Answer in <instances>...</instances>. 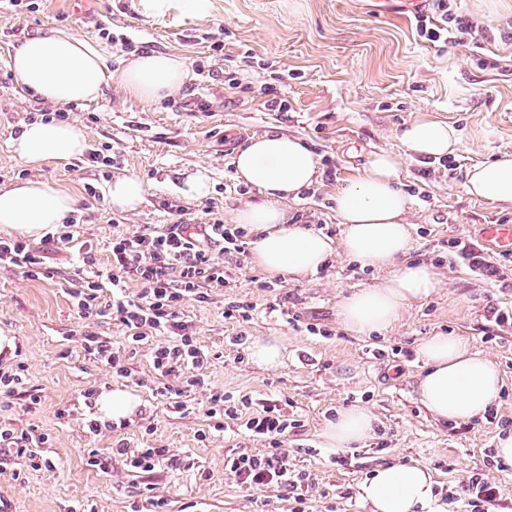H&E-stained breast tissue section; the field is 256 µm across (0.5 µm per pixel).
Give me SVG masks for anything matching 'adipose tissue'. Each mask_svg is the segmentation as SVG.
<instances>
[{
	"label": "adipose tissue",
	"mask_w": 512,
	"mask_h": 512,
	"mask_svg": "<svg viewBox=\"0 0 512 512\" xmlns=\"http://www.w3.org/2000/svg\"><path fill=\"white\" fill-rule=\"evenodd\" d=\"M16 79L36 97L52 105L94 101L105 82L145 104L181 87L189 76L186 61L176 54L150 53L108 70L101 53L71 32L50 31L27 39L11 57ZM88 131L72 122L37 121L25 125L12 141L14 155L28 163L66 161L82 155ZM400 142L407 154L440 158L459 145L456 130L443 122L418 120L404 128ZM235 176L256 188L260 201L239 208L236 223L251 227L252 262L265 272L305 277L316 273L333 253L326 237L292 223L289 199L314 185L318 164L299 138L267 132L251 139L235 159ZM466 188L470 195L512 204V156L473 166ZM343 226L341 247L361 266L383 271L381 283L344 297L338 310L343 327L367 335L394 326L414 302L429 297L439 284L437 273L403 257L411 244L406 222L411 200L402 190L399 161L394 154L373 155L363 174L353 176L335 196ZM75 201L68 193L41 180L0 186V227L39 238L63 223ZM420 353L428 370L418 383V397L438 420L465 422L485 414L497 403L503 380L497 365L474 350L461 336L437 334L425 339ZM140 399L120 389L104 390L95 398L99 421L132 418ZM374 416L362 406L338 413L322 437L326 447L348 448L365 441ZM430 471L418 464H391L375 470L360 486L369 512H425L436 501Z\"/></svg>",
	"instance_id": "adipose-tissue-1"
}]
</instances>
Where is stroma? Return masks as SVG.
<instances>
[{"label":"stroma","mask_w":512,"mask_h":512,"mask_svg":"<svg viewBox=\"0 0 512 512\" xmlns=\"http://www.w3.org/2000/svg\"><path fill=\"white\" fill-rule=\"evenodd\" d=\"M38 11L0 0V185L40 179L69 193L83 229L78 238L51 247L48 273L28 278L0 267V335L15 339L13 355L0 354V369L23 366V387L40 402L0 398V424L27 433L36 457L51 469L34 470L28 458L0 454V501L6 512H148L149 494L167 501L168 512H293L295 502L272 487L249 491L224 469L232 454L265 453L266 441L246 433L240 421L219 431L206 415L210 393L246 397L252 410L270 402L300 420L285 448L295 468L311 473L305 512H367L358 485L391 463L428 468L445 512H464L451 497L481 467L502 421H512V327L487 318L489 303L512 310V256L495 255L499 278L487 281L455 259L449 243H482L486 224H512V205L471 197L468 169L503 154L512 155V12L491 9V0H448L454 16L483 29L479 46L419 38L415 17L431 13V0H209L205 12L151 17L139 0H37ZM110 38H103L102 30ZM51 30L81 35L107 59L108 68L129 60L119 39L140 53L185 58L189 79L160 102L147 105L114 84L88 103L65 105L69 121L89 132V149L107 152L111 166L89 161L31 164L18 159L11 141L46 102L19 83L10 58L25 39ZM432 119L453 126L458 151L445 160L412 158L398 134L407 124ZM275 131L303 140L317 161H329L310 194L289 201L292 217L321 225L336 248L326 268L305 279L268 273L250 254L225 257L234 285L212 288L208 298L187 300L184 313L199 346L217 358L204 374L208 386L190 394L189 414L173 413L160 395L162 380L150 364L158 337L127 343L125 329L104 316L91 326L98 336L122 344L130 375L112 371L84 347V326L72 293L81 270L110 272L113 237L142 225L170 223L169 204L188 207L189 223L216 213L233 223L237 209L258 199L255 188L235 178L234 160L254 136ZM398 156L400 180L411 198L408 258L432 266L440 284L413 303L393 327L367 336L343 328L338 305L344 296L377 284L383 271L361 267L339 248L342 226L332 197L374 154ZM202 168L210 194L183 197L185 172ZM132 173L145 184L136 210L112 208L103 192L115 175ZM95 195H88L87 187ZM272 280L252 288L249 277ZM248 298L250 320L224 319L225 302ZM280 312H273V305ZM330 329V337L308 333L307 324ZM462 336L495 362L505 379L495 416L453 423L437 420L419 403L417 384L425 371L424 339ZM245 342L233 345L232 339ZM277 339L281 366L264 369L250 358L249 345ZM122 386L142 404L133 421L102 426L92 435L95 413L87 390ZM377 418L371 437L356 447L345 467L330 464L332 449L321 436L325 420L351 406ZM141 448H169L188 456V468L145 476L122 460L108 468L113 441Z\"/></svg>","instance_id":"obj_1"}]
</instances>
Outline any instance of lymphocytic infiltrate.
I'll use <instances>...</instances> for the list:
<instances>
[{
    "label": "lymphocytic infiltrate",
    "mask_w": 512,
    "mask_h": 512,
    "mask_svg": "<svg viewBox=\"0 0 512 512\" xmlns=\"http://www.w3.org/2000/svg\"><path fill=\"white\" fill-rule=\"evenodd\" d=\"M435 2L440 17L434 20L426 14L417 15L419 36L436 42L450 35L457 42L477 44L481 36L479 26L455 23L447 0ZM170 214L172 220L163 230L146 225L134 233L113 238L112 299L108 305H100L98 277L91 271L85 272L74 299L81 319L89 320L110 311L132 342H141L151 334L166 336V343L152 348L151 360L154 370L170 380L162 389L163 395L176 403L186 393L205 386L202 371L212 359L211 353L198 346L190 333L182 305L190 297L205 300L207 289L224 286V256L245 253L247 232L240 225L227 224L219 218L204 224L187 223L186 209L181 205L171 206ZM43 260L40 249L27 242L0 237L1 264L35 278L43 270ZM129 275L141 286L134 297L125 291V278ZM299 425V420L288 417L278 404L263 405L247 419L245 428L267 441L268 451L230 457L226 469L246 488L276 486L292 493L296 502H303L304 492L311 484L310 476L290 465L283 447L290 432ZM110 454L144 474L159 469L178 470L184 465L180 455L171 449L134 448L122 440L112 446ZM491 468L503 472L507 466L498 460L484 459L482 467L474 469L460 486L470 512H489L497 498V485L487 474Z\"/></svg>",
    "instance_id": "1"
}]
</instances>
